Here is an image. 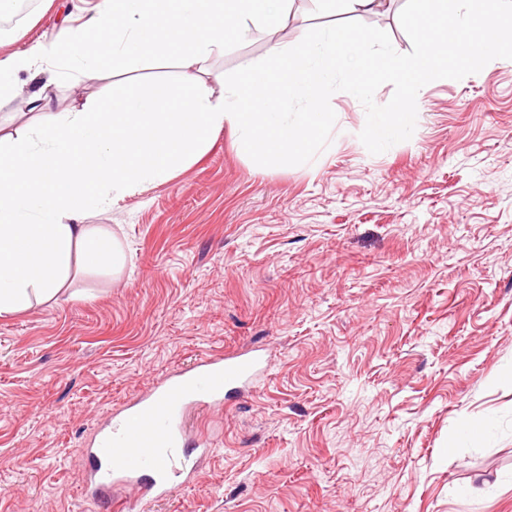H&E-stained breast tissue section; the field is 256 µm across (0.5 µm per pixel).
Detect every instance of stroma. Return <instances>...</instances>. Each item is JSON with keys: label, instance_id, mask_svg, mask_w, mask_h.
Wrapping results in <instances>:
<instances>
[{"label": "stroma", "instance_id": "stroma-1", "mask_svg": "<svg viewBox=\"0 0 512 512\" xmlns=\"http://www.w3.org/2000/svg\"><path fill=\"white\" fill-rule=\"evenodd\" d=\"M95 0H36L0 31V58L81 24ZM313 10L274 35L251 25L207 76L332 24ZM52 69L18 77L0 126L26 130L129 78ZM329 146L310 163L255 164L231 130L164 181L124 189L89 223L111 230L120 273L77 272L69 298L0 318V512H106L86 496L84 450L166 372L263 349L249 392L192 413L214 449L194 484L126 512H512V63L418 93L411 139L380 154L366 114L330 98ZM485 421L486 440L448 435Z\"/></svg>", "mask_w": 512, "mask_h": 512}]
</instances>
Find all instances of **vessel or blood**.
<instances>
[{
	"instance_id": "b4317fda",
	"label": "vessel or blood",
	"mask_w": 512,
	"mask_h": 512,
	"mask_svg": "<svg viewBox=\"0 0 512 512\" xmlns=\"http://www.w3.org/2000/svg\"><path fill=\"white\" fill-rule=\"evenodd\" d=\"M263 370L257 354L210 355L156 383L92 448L89 483L96 495L141 485L148 500L170 496L182 474L186 411L244 391Z\"/></svg>"
}]
</instances>
